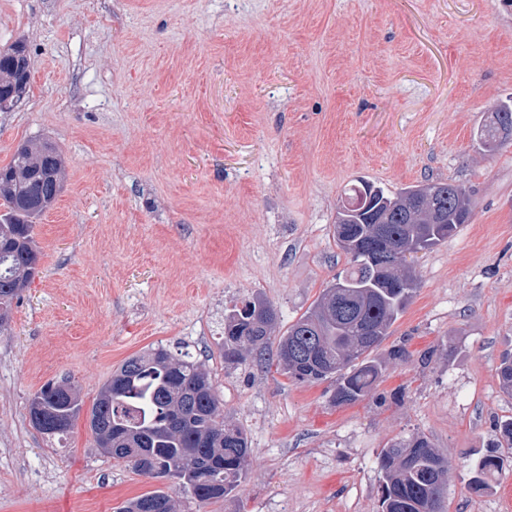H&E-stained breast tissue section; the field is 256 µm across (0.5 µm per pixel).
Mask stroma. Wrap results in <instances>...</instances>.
I'll return each mask as SVG.
<instances>
[{"label":"stroma","instance_id":"35a3bbf8","mask_svg":"<svg viewBox=\"0 0 512 512\" xmlns=\"http://www.w3.org/2000/svg\"><path fill=\"white\" fill-rule=\"evenodd\" d=\"M30 82L0 111V167L27 142L65 160L34 236L38 273L0 328V512H116L161 489L62 442L28 403L71 379L84 408L125 359L161 346L210 372L248 435L226 501L177 512H381L379 456L420 432L447 457L445 512H512V469L469 491L512 418V142L477 129L512 105V0H0V51ZM452 181L469 220L414 255L416 293L351 405L251 353L225 365V315L259 296L287 329L345 265L333 238L352 182ZM409 357L393 361V347ZM500 114L511 117V128H499L495 118ZM512 135V106L501 105L493 113L490 121L481 126L477 132L478 139L484 148L491 150L497 149L510 139Z\"/></svg>","mask_w":512,"mask_h":512}]
</instances>
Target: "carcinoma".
Segmentation results:
<instances>
[{
  "label": "carcinoma",
  "mask_w": 512,
  "mask_h": 512,
  "mask_svg": "<svg viewBox=\"0 0 512 512\" xmlns=\"http://www.w3.org/2000/svg\"><path fill=\"white\" fill-rule=\"evenodd\" d=\"M0 60V103L17 102L29 81L26 47L17 44ZM512 118L502 105L477 132L481 145L494 150L512 138V127L495 118ZM64 160L48 141L17 149L0 170V326L14 299L37 273L41 250L34 223L62 190ZM470 194L454 182L427 183L387 192L366 180L349 188L336 211L337 246L347 267L336 275L314 305L280 336L278 365L300 382L336 379L338 405L354 404L374 388L383 366L370 353L390 334L416 291L417 280L401 259L392 270L373 262L372 245L403 254L431 249L465 223ZM274 306L262 298L244 302L224 319V364L264 351L278 324ZM498 376L512 392V353L503 355ZM82 403L70 379L48 382L30 399L29 418L51 439L69 432ZM97 447L135 471L162 478L201 504L226 500L241 483L250 448L243 428L224 420L207 369L187 353L157 347L126 359L101 388L88 416ZM495 441L474 467L469 489L481 494L488 478L512 461V419L495 423ZM379 468L382 512H443L448 459L430 439L416 433L384 449ZM176 512L172 497L157 490L128 501L119 512Z\"/></svg>",
  "instance_id": "1"
}]
</instances>
